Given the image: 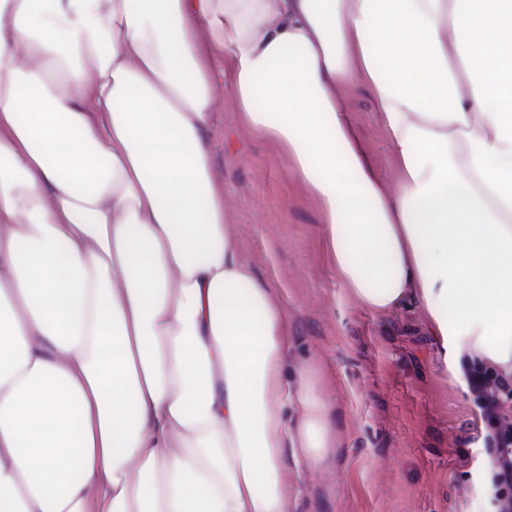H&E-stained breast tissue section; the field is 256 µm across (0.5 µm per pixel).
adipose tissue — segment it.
<instances>
[{
    "instance_id": "ef3b65f1",
    "label": "adipose tissue",
    "mask_w": 512,
    "mask_h": 512,
    "mask_svg": "<svg viewBox=\"0 0 512 512\" xmlns=\"http://www.w3.org/2000/svg\"><path fill=\"white\" fill-rule=\"evenodd\" d=\"M223 77L354 302L512 378V0H0V512H296L289 461L334 455L224 222ZM356 84L394 188L337 104Z\"/></svg>"
}]
</instances>
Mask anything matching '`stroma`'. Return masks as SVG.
I'll use <instances>...</instances> for the list:
<instances>
[{"instance_id": "1", "label": "stroma", "mask_w": 512, "mask_h": 512, "mask_svg": "<svg viewBox=\"0 0 512 512\" xmlns=\"http://www.w3.org/2000/svg\"><path fill=\"white\" fill-rule=\"evenodd\" d=\"M342 104L377 174L393 184L396 160L371 93L346 91ZM208 136L229 188L226 222L285 309L288 378L319 363L336 416L334 458L291 473L300 512H493L485 426L465 379L441 370L423 311L376 314L347 295L316 202L286 153L243 124L228 87L216 90Z\"/></svg>"}]
</instances>
